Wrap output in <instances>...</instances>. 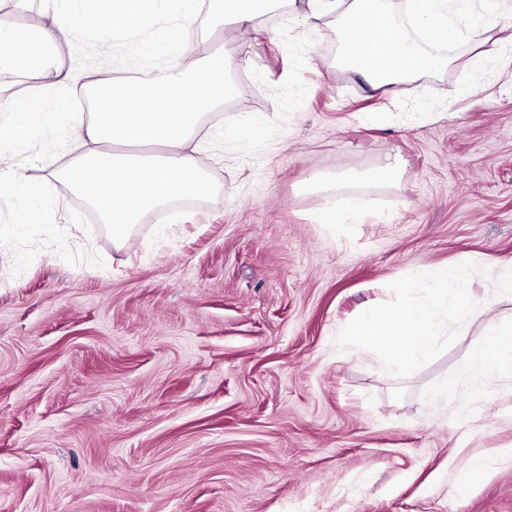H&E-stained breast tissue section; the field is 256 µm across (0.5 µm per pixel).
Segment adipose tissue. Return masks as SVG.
I'll return each mask as SVG.
<instances>
[{
    "mask_svg": "<svg viewBox=\"0 0 512 512\" xmlns=\"http://www.w3.org/2000/svg\"><path fill=\"white\" fill-rule=\"evenodd\" d=\"M316 12H332L344 45L343 65L372 89L391 95L398 84L450 67L452 58L433 53L432 45L477 41L483 28L471 20L469 31L448 16L444 0H404L399 20L381 0H311ZM173 19L155 31L158 7ZM199 0H102L87 9L69 0L66 13L29 24L0 21V68L24 69L46 76V91L74 81L60 74L52 48L85 28L102 39L117 31L144 33L146 55L175 54L177 69L160 84L112 83L96 91V110L87 120L68 122L64 104L44 106L40 98L17 104L0 102L8 136L0 138V198L25 211L42 203L45 182L27 174L23 157L36 150L32 129L68 125L82 148L75 162L54 170V177L86 194L106 215L114 240H123L142 214L177 196L201 193L205 184L192 135L201 117L226 93L224 74L235 64L224 56L210 62L194 58L191 34L200 16ZM405 300L369 309L352 323L351 340L373 344L387 354V367L406 372L428 357L445 330L442 318L471 310L474 294L467 265H427L402 285ZM462 375L489 380L512 378V318L491 323L487 337L470 354Z\"/></svg>",
    "mask_w": 512,
    "mask_h": 512,
    "instance_id": "adipose-tissue-1",
    "label": "adipose tissue"
}]
</instances>
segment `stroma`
Listing matches in <instances>:
<instances>
[{"instance_id": "35a3bbf8", "label": "stroma", "mask_w": 512, "mask_h": 512, "mask_svg": "<svg viewBox=\"0 0 512 512\" xmlns=\"http://www.w3.org/2000/svg\"><path fill=\"white\" fill-rule=\"evenodd\" d=\"M295 10L198 30L197 56L243 62L194 139L209 189L122 243L47 168L74 151L63 130H35L25 164L55 228L0 246V512H512V458L454 489L473 455L512 448V380L459 376L512 316L491 279L512 259V0H469L481 49L456 44L451 67L391 97L339 64L335 14L285 27ZM140 40L61 42L68 100L171 68ZM248 122L262 135L225 140ZM393 158L397 182L359 180ZM353 201L362 223H315ZM428 263L469 264L480 303L449 314L431 355L397 374L382 350L337 344ZM454 377L453 399L431 398Z\"/></svg>"}]
</instances>
